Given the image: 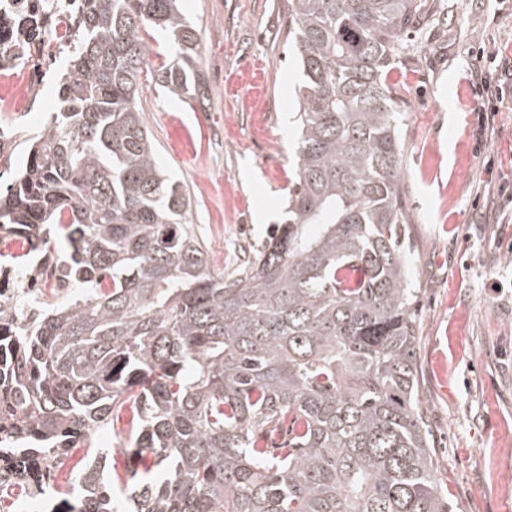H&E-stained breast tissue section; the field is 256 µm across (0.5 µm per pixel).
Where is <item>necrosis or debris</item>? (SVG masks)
Instances as JSON below:
<instances>
[{"instance_id": "1", "label": "necrosis or debris", "mask_w": 512, "mask_h": 512, "mask_svg": "<svg viewBox=\"0 0 512 512\" xmlns=\"http://www.w3.org/2000/svg\"><path fill=\"white\" fill-rule=\"evenodd\" d=\"M80 0H0V71L14 77L8 95L0 94V112H10L23 101L28 111L42 108L40 93L50 67L68 54L64 32L75 27ZM54 287H70L58 264L51 257L37 259L31 270L18 276L0 273V303L16 309V322L25 326L36 317L34 305L44 282Z\"/></svg>"}]
</instances>
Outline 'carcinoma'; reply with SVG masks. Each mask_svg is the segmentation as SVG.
Segmentation results:
<instances>
[{"mask_svg":"<svg viewBox=\"0 0 512 512\" xmlns=\"http://www.w3.org/2000/svg\"><path fill=\"white\" fill-rule=\"evenodd\" d=\"M422 0H288L296 182L269 241L210 270L156 160L141 75L204 105L179 0H82L59 107L0 192V237L58 224L81 299L0 308V512L126 415L137 466L93 455L61 512H451L418 406L394 46ZM176 51L154 67L143 36Z\"/></svg>","mask_w":512,"mask_h":512,"instance_id":"1","label":"carcinoma"}]
</instances>
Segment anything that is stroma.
<instances>
[{
  "label": "stroma",
  "instance_id": "35a3bbf8",
  "mask_svg": "<svg viewBox=\"0 0 512 512\" xmlns=\"http://www.w3.org/2000/svg\"><path fill=\"white\" fill-rule=\"evenodd\" d=\"M396 48L406 252L415 290L417 390L435 444L434 473L452 512L512 507V98L478 133L472 80L478 46L512 58V0H425ZM210 87L204 105L142 78L139 105L157 160L191 201V231L212 270L234 274L295 180V87L288 0H184ZM484 136V153L474 149ZM125 422L104 423L53 477L77 485L87 451H111Z\"/></svg>",
  "mask_w": 512,
  "mask_h": 512
}]
</instances>
